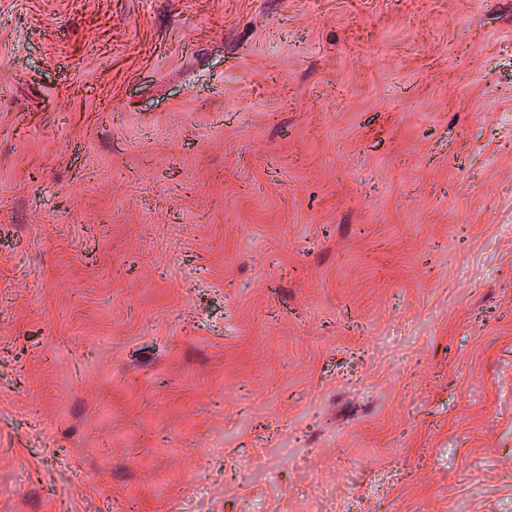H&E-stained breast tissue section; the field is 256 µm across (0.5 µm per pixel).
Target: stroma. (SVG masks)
Masks as SVG:
<instances>
[{
    "instance_id": "stroma-1",
    "label": "stroma",
    "mask_w": 512,
    "mask_h": 512,
    "mask_svg": "<svg viewBox=\"0 0 512 512\" xmlns=\"http://www.w3.org/2000/svg\"><path fill=\"white\" fill-rule=\"evenodd\" d=\"M0 512H512V0H0Z\"/></svg>"
}]
</instances>
